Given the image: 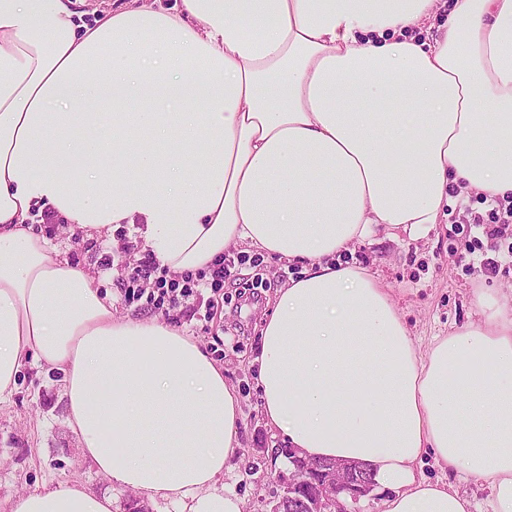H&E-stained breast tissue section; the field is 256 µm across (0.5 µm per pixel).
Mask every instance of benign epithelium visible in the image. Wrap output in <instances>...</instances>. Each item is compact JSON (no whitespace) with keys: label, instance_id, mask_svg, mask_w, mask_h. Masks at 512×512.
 <instances>
[{"label":"benign epithelium","instance_id":"7a95c632","mask_svg":"<svg viewBox=\"0 0 512 512\" xmlns=\"http://www.w3.org/2000/svg\"><path fill=\"white\" fill-rule=\"evenodd\" d=\"M275 456L283 453L290 455L293 472L288 477L278 479L282 493L277 496L272 512H280L283 501L296 504L295 512H355L360 500L369 495L374 488V482L366 469L350 465L338 464L336 470L318 471L313 483L312 494H304L306 479H304V459L293 454L290 449H272Z\"/></svg>","mask_w":512,"mask_h":512}]
</instances>
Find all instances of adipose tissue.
I'll return each instance as SVG.
<instances>
[{
	"mask_svg": "<svg viewBox=\"0 0 512 512\" xmlns=\"http://www.w3.org/2000/svg\"><path fill=\"white\" fill-rule=\"evenodd\" d=\"M0 0V400L29 361L61 372L68 423L111 482L184 512L222 486L240 400L181 330L116 316L35 225L139 224L177 274L244 246L302 264L253 364L266 427L357 461L382 512H470L425 457L512 512V293L422 353L386 288L342 264L376 227L416 238L449 188L512 196V0ZM10 512H112L72 483Z\"/></svg>",
	"mask_w": 512,
	"mask_h": 512,
	"instance_id": "adipose-tissue-1",
	"label": "adipose tissue"
}]
</instances>
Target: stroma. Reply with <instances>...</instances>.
I'll use <instances>...</instances> for the list:
<instances>
[{"label": "stroma", "mask_w": 512, "mask_h": 512, "mask_svg": "<svg viewBox=\"0 0 512 512\" xmlns=\"http://www.w3.org/2000/svg\"><path fill=\"white\" fill-rule=\"evenodd\" d=\"M469 209L483 213L487 207L474 193L453 196L446 218L428 236L395 239L380 228L358 244L352 256L353 262L369 268L388 288L399 316L424 351L436 337L476 322L479 294L512 292V252L507 240L489 239L476 229L461 233L454 225V218ZM37 221L72 265L94 271L101 292L111 296L116 315L143 319V312L126 306L117 290L121 264L146 254L134 226L124 224L111 235L87 239L72 234L52 208H44ZM103 253L113 256L114 267L99 264ZM487 258L497 260L498 271L485 268ZM300 272L299 266L270 256L257 267L239 266L236 278L225 281L222 295L203 291L200 305L211 308L210 321L200 320L189 308L181 309L174 320L223 368L226 381L239 394L241 448L224 473V485L242 498L244 512H271L276 477L292 469L286 458L271 454L281 441L260 419V392L251 361L259 349L261 320L273 311L276 289L299 278ZM257 278L271 287L255 296L248 286ZM67 417L60 372L42 363L23 368L12 394L0 402V512H10L18 495L71 482L93 493L111 494L113 512H126L130 505L139 512H179L176 502L148 500L98 473L83 455Z\"/></svg>", "instance_id": "stroma-1"}]
</instances>
